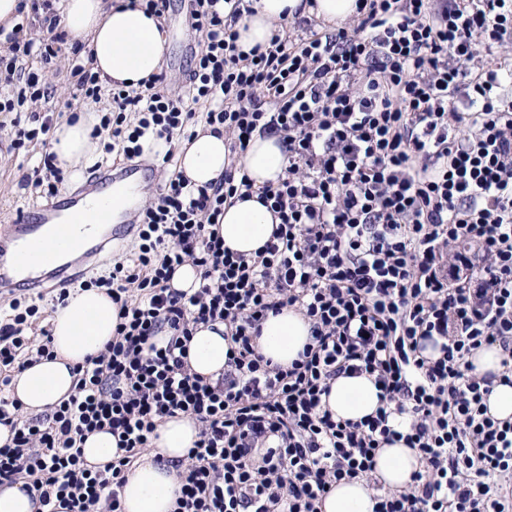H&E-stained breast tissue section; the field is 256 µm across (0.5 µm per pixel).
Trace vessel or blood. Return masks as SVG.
<instances>
[{
	"label": "vessel or blood",
	"instance_id": "vessel-or-blood-1",
	"mask_svg": "<svg viewBox=\"0 0 512 512\" xmlns=\"http://www.w3.org/2000/svg\"><path fill=\"white\" fill-rule=\"evenodd\" d=\"M156 176V168L143 162L101 167L89 173L78 190L58 195L45 206L17 213L7 230H0V297L21 287H44V277L27 276L23 270L29 265L31 256L42 254L45 249L57 253L70 249L72 239L66 227L58 228L56 239L49 246L44 245L38 234L43 225L52 223L59 211L80 209L87 198L99 197L103 200L98 208L99 221L111 223L112 205L104 201V193L130 178L149 183Z\"/></svg>",
	"mask_w": 512,
	"mask_h": 512
}]
</instances>
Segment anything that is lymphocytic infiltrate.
Returning <instances> with one entry per match:
<instances>
[{
	"instance_id": "1",
	"label": "lymphocytic infiltrate",
	"mask_w": 512,
	"mask_h": 512,
	"mask_svg": "<svg viewBox=\"0 0 512 512\" xmlns=\"http://www.w3.org/2000/svg\"><path fill=\"white\" fill-rule=\"evenodd\" d=\"M217 2L192 0L187 93L165 92L160 75L140 91L113 88L101 126L133 158L145 135L173 141L201 109L234 156L255 134L281 135L284 175L257 188L233 165L196 189L176 175L143 205L133 264L80 282L107 290L119 323L105 352L76 367L74 394L29 419L0 397V424L14 432L0 446V485L24 483L42 512H122L126 472L181 414L199 433L175 466L178 512H319L333 485L354 479L374 512H512V421L489 415L493 380L468 360L499 344L512 383V77L478 61L512 37V0H357L348 26L298 37L278 26L247 53L231 25L244 0L226 17ZM22 4L46 27L9 36L0 112L53 95L44 75L67 41L52 0ZM240 193L280 219L249 258L216 229ZM464 241L475 258L458 252ZM185 263L199 272L191 294L169 285ZM11 309L0 368L52 357L50 334H25L38 306L15 298ZM286 309L307 319L312 341L284 367L258 339ZM216 322L228 351L212 380L192 372L187 344ZM343 374L374 377L375 415L338 420L322 406ZM103 429L120 453L89 464L83 442ZM398 437L423 464L404 490L373 475L377 449Z\"/></svg>"
}]
</instances>
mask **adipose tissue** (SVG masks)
Listing matches in <instances>:
<instances>
[{
    "label": "adipose tissue",
    "mask_w": 512,
    "mask_h": 512,
    "mask_svg": "<svg viewBox=\"0 0 512 512\" xmlns=\"http://www.w3.org/2000/svg\"><path fill=\"white\" fill-rule=\"evenodd\" d=\"M302 0H253L252 13L235 23L237 44L243 51L267 44L275 22L285 19L287 10L297 9ZM63 28L70 40L87 42L93 67L107 82L138 84L159 72L167 47L165 28L158 17L130 0H64ZM96 118L80 112L76 122L58 125L52 149L69 165L89 161L96 148L91 133ZM179 171L192 186L217 181L229 163L223 136L198 131L185 142L179 155ZM242 171L255 186L277 182L288 164L281 136L254 135L239 160ZM279 223L273 212L257 198L225 206L219 234L225 248L254 255L270 238ZM54 359L27 364L13 378L10 398L21 404L22 414L38 415L75 392L74 367L98 357L111 341L118 323V307L101 288L72 292L66 305L57 307L49 318ZM310 341V325L300 313L283 310L268 315L262 324L259 348L274 363L289 365ZM228 346L224 326L199 325L188 344V361L194 373L215 379L224 370ZM380 391L373 377L342 375L332 381L322 403L335 419L358 421L374 415L380 405ZM154 450L126 476L121 490L123 512H174L177 498L175 472L170 463L186 455L197 438L198 429L190 419H166L157 428ZM422 463L417 449L404 441L384 445L376 452V477L392 489L411 485ZM375 502L365 481L337 483L326 493L321 512H373Z\"/></svg>",
    "instance_id": "1"
}]
</instances>
